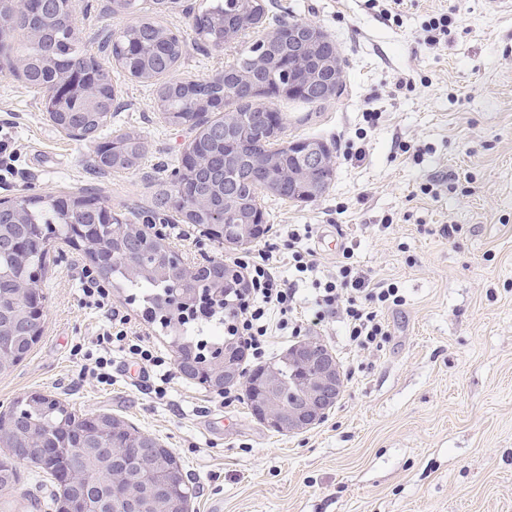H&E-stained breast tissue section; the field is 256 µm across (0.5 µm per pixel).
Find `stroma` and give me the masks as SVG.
<instances>
[{"instance_id": "1", "label": "stroma", "mask_w": 512, "mask_h": 512, "mask_svg": "<svg viewBox=\"0 0 512 512\" xmlns=\"http://www.w3.org/2000/svg\"><path fill=\"white\" fill-rule=\"evenodd\" d=\"M108 2L81 0L80 38L137 22L105 12ZM185 3L162 18L186 40L172 77L204 81L243 46L198 43L189 15L206 0ZM265 4L268 17L322 27L344 60L340 98L273 100L285 139L326 143L336 174L314 203L263 195L266 220L274 231L315 225L311 245L325 264L348 242L360 269L399 285L405 303L384 313L387 343L355 349L341 319H330L318 336L340 361L346 390L327 420L294 435L182 375L157 399L118 352L105 384L94 369L108 320L85 305L79 283L90 261L57 241L44 273L43 335L0 374V411L40 391L128 421L186 469L191 512H512V12L487 0H404L397 19L385 16L384 0ZM434 13L451 25L447 43L431 49L420 33ZM402 78L408 88L396 89ZM112 84L113 128L136 133L146 148L141 166L123 173L95 168L97 140L60 132L43 109L44 91L0 71V126L12 123L15 149L1 200L84 192L144 222L155 184L170 181L193 133L164 122L153 83L116 66ZM400 141L419 146L421 157L400 152ZM434 177L442 180L435 199L419 190ZM448 224L458 227L455 240L440 232ZM170 245L193 265L236 255L197 226ZM52 492L24 465L10 506L48 512Z\"/></svg>"}]
</instances>
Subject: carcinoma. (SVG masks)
<instances>
[{"label": "carcinoma", "instance_id": "carcinoma-1", "mask_svg": "<svg viewBox=\"0 0 512 512\" xmlns=\"http://www.w3.org/2000/svg\"><path fill=\"white\" fill-rule=\"evenodd\" d=\"M170 11L168 0H153L151 11L129 26L118 39H113L112 31H106L100 38L101 49L122 59L126 72L147 82L159 80L182 57L186 47L184 40L157 21V17ZM204 14L208 23L196 36L216 47L224 38V25L240 14V5L237 0H210ZM17 30L25 33L16 51L28 60L25 81L29 85L45 88L65 82L74 72L80 74L78 90L66 97L57 109H46L53 124L64 131L77 128L88 132L91 138H103L97 151L110 155L107 169L112 172L140 167L145 146L138 136L112 131L113 86L110 82L105 86L99 83L100 71L110 75L112 70L87 53L71 19L58 12L43 11L40 0H30L24 14L18 12L15 0H0V32L9 37ZM292 52L293 49L280 46L266 54L265 71L271 82L280 81L283 66ZM87 85L97 89V102L92 106L81 92ZM222 96L224 84L220 82L189 84L169 80L157 86V107L167 114L168 123L187 125L195 130L190 141L192 153L208 159L224 157L223 175H200L187 190L189 197L203 201L205 206L190 213L186 223L209 229V237L220 244L234 232L230 224L220 227L211 224L212 212L224 208V184L235 183L242 187L243 196L252 195L255 189L252 155L270 146L266 138L256 135L235 151L224 154V142L212 138V133L224 125V119L203 120L204 104ZM271 156L273 165L266 172L268 179L294 164L284 150L273 152ZM179 194L180 188L164 183L153 192L152 201L162 207L168 198ZM72 234L87 241L83 252L97 265L98 275L112 280L113 287L130 291L142 315L157 326L158 332L168 338L185 359H190L193 352L203 347L222 348L237 340L224 331V314L229 312L235 297L233 293L224 296V289L238 287L237 282L224 279V262L211 261L198 268L196 276L189 279L181 259L159 238L155 241L154 259L131 275L126 262L136 241L130 223L109 222L98 199L90 195L79 199L19 196L12 205L0 208V244L24 243L29 262L42 268L46 265L51 236L68 239ZM27 271L28 267L18 261L14 251L0 248V327L7 334L0 340V373L21 361L43 333V319L38 317L24 321L25 327L17 328L24 307L32 308L44 301L41 282L29 280ZM173 286L182 288L187 297L194 289L204 288L210 291L211 298L195 304L190 311L174 307L169 299V288ZM18 410L22 425L0 438V448H50L51 454L45 456L36 469L48 476L56 487L65 480L73 486L82 485L79 477L83 469L76 463L77 449L85 447L86 433L95 426V421L77 413L65 401L38 392L24 397ZM133 431L134 427L118 419L112 428L98 426V438L120 448L126 435ZM151 465L169 471L165 493L172 501L184 505L193 487L187 485L183 468L172 452L160 448ZM18 483L17 465L1 459L0 493L11 492Z\"/></svg>", "mask_w": 512, "mask_h": 512}]
</instances>
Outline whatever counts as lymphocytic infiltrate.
I'll return each mask as SVG.
<instances>
[{
  "mask_svg": "<svg viewBox=\"0 0 512 512\" xmlns=\"http://www.w3.org/2000/svg\"><path fill=\"white\" fill-rule=\"evenodd\" d=\"M313 235V225L288 224L279 232V243L236 260L247 279L236 303L238 312L232 315L229 327L233 335L243 338L253 359H265L272 333L298 336L335 316L342 319L348 341L355 348L382 347L389 336L384 312L404 304L399 286L372 281L354 265L347 248L336 258L335 273L321 276V260L309 245ZM283 249L288 252V266L297 274V280H311L314 286L309 318L298 315L297 281L285 277L278 265L277 256ZM109 323L97 338L98 346L123 353L142 367L156 369L160 383L154 392L157 397H165L166 386L174 378L165 358L158 355L148 339L133 331L128 318L119 311H111Z\"/></svg>",
  "mask_w": 512,
  "mask_h": 512,
  "instance_id": "obj_1",
  "label": "lymphocytic infiltrate"
}]
</instances>
